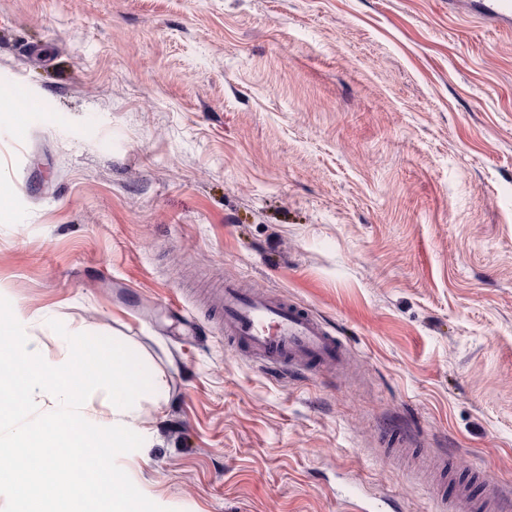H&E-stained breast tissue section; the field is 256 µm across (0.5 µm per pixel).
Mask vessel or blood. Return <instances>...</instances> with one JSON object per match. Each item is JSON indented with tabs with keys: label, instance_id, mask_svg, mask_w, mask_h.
I'll return each mask as SVG.
<instances>
[{
	"label": "vessel or blood",
	"instance_id": "obj_1",
	"mask_svg": "<svg viewBox=\"0 0 512 512\" xmlns=\"http://www.w3.org/2000/svg\"><path fill=\"white\" fill-rule=\"evenodd\" d=\"M448 12L474 16L494 27L512 28V0H448ZM217 306L225 336L264 365L283 369L333 365L346 353L323 322L288 301L228 282Z\"/></svg>",
	"mask_w": 512,
	"mask_h": 512
}]
</instances>
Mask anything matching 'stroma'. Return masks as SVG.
Here are the masks:
<instances>
[{
  "label": "stroma",
  "instance_id": "35a3bbf8",
  "mask_svg": "<svg viewBox=\"0 0 512 512\" xmlns=\"http://www.w3.org/2000/svg\"><path fill=\"white\" fill-rule=\"evenodd\" d=\"M0 297L166 383L119 455L170 512H472L512 496V32L448 0H0ZM308 309L262 366L207 289ZM220 294L216 305L224 337L252 352L265 367L304 369L343 360V344L305 308L232 282L224 283Z\"/></svg>",
  "mask_w": 512,
  "mask_h": 512
}]
</instances>
